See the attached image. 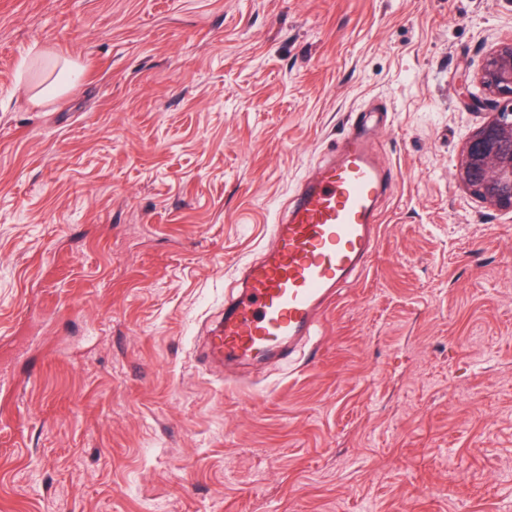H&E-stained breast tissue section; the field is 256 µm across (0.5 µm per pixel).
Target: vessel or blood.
<instances>
[{
    "label": "vessel or blood",
    "instance_id": "vessel-or-blood-1",
    "mask_svg": "<svg viewBox=\"0 0 512 512\" xmlns=\"http://www.w3.org/2000/svg\"><path fill=\"white\" fill-rule=\"evenodd\" d=\"M391 173L378 161L367 123L353 125L335 159L308 179L274 245L247 267L209 346L224 360L259 361L285 342L313 335L335 288L364 269L379 238L378 200Z\"/></svg>",
    "mask_w": 512,
    "mask_h": 512
}]
</instances>
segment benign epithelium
I'll list each match as a JSON object with an SVG mask.
<instances>
[{"label": "benign epithelium", "instance_id": "benign-epithelium-1", "mask_svg": "<svg viewBox=\"0 0 512 512\" xmlns=\"http://www.w3.org/2000/svg\"><path fill=\"white\" fill-rule=\"evenodd\" d=\"M477 83L483 95L464 90L465 108L486 110L488 120L464 144L458 176L485 203L512 210V39L486 57Z\"/></svg>", "mask_w": 512, "mask_h": 512}]
</instances>
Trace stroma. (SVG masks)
<instances>
[{"instance_id":"35a3bbf8","label":"stroma","mask_w":512,"mask_h":512,"mask_svg":"<svg viewBox=\"0 0 512 512\" xmlns=\"http://www.w3.org/2000/svg\"><path fill=\"white\" fill-rule=\"evenodd\" d=\"M510 39L512 0H0V512H512V212L458 180ZM373 112L375 256L289 354L212 361Z\"/></svg>"}]
</instances>
